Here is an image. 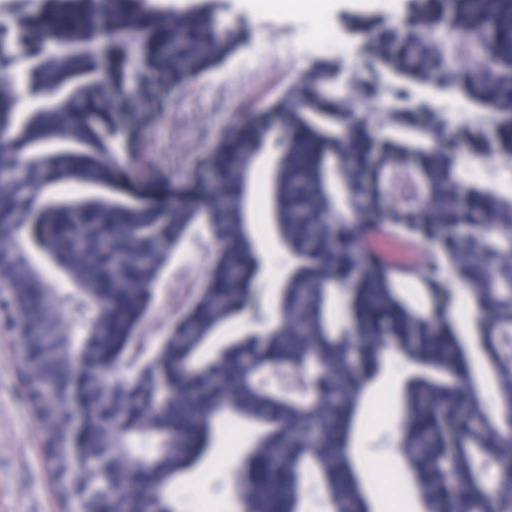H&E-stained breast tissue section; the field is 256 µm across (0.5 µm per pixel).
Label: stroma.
<instances>
[{
  "instance_id": "35a3bbf8",
  "label": "stroma",
  "mask_w": 512,
  "mask_h": 512,
  "mask_svg": "<svg viewBox=\"0 0 512 512\" xmlns=\"http://www.w3.org/2000/svg\"><path fill=\"white\" fill-rule=\"evenodd\" d=\"M403 0H317L314 7L293 6L287 0H224L225 21L242 27L248 47L223 68L167 95L166 109L143 128L146 154L161 170L178 175H197L199 162L224 128L242 119L248 110L275 98L288 85L298 84L301 74L315 62L341 60L363 70L359 42L347 39L329 47L310 41V28L329 24L344 28L350 15L369 13L382 18L401 14ZM273 52L257 57L260 47ZM275 141H268L252 173L249 222L263 271L262 317H269L280 282L292 259L268 227L266 183ZM469 181L512 182V155L495 150L462 159ZM212 244L205 228L184 237L157 285L150 313L145 318L150 334L137 350H129L111 373L113 381L132 378L153 357L156 341L174 315L169 296L186 262L203 270ZM20 344L0 328V512H61L56 486L45 466V448L18 373ZM412 372L406 358L387 355L381 362L364 400L369 422L358 424L350 440V453L365 470L378 472L379 483L369 488L373 512H420L414 489H398L389 483V472H403L400 438L401 398ZM248 440L241 424L230 416L215 419L195 466L176 484L173 494L180 512H227L236 497L239 472Z\"/></svg>"
}]
</instances>
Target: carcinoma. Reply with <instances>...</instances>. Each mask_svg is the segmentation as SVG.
<instances>
[{
  "label": "carcinoma",
  "instance_id": "cac0c4a2",
  "mask_svg": "<svg viewBox=\"0 0 512 512\" xmlns=\"http://www.w3.org/2000/svg\"><path fill=\"white\" fill-rule=\"evenodd\" d=\"M407 9L388 21L366 13L349 21L348 34L371 40L368 70L381 82L366 83L339 60L313 64L302 76L303 96L290 87L218 136L203 163L224 177L203 198L187 178L146 161L132 171L141 142L123 146L120 113L159 111L157 85L180 89L246 47L245 34L224 23L220 0H187L179 9L157 0H38L13 26H0V125L8 127L0 137V294L38 348L20 374L61 498L74 437L54 404L96 354L98 328L107 329L116 355L134 335V318L168 261L151 257L158 226L175 249L186 232L209 224L218 246L210 276L220 291L200 297L133 382L82 393L84 512H94L101 493L112 496V512H177L168 491L196 462L189 444L203 445L226 411L262 426L249 437L250 468L238 491L252 512H301L307 473L336 512H366L362 472L347 448L371 375L355 365L353 335L373 371L390 340L438 374L408 385L399 441L419 461L415 482L428 489V508L512 512V484L496 482L512 472V434L504 430L512 419V189L468 182L460 170L467 152L512 153V0H409ZM458 46L475 69L459 65ZM20 57L38 96L21 117L11 76ZM417 90L466 99L456 136L441 113L419 117ZM365 99L380 111H363ZM273 134L281 148L266 186L268 218L293 263L265 361L303 365L324 387L312 398L285 399L254 384L245 370L253 340L237 334L202 387L186 388L185 363L249 297L251 174ZM69 185L93 193H52ZM32 220L65 226L58 237H38L36 248L93 302L81 337L31 253ZM391 237L426 243L429 266L404 272L380 249ZM102 282L112 286L110 307L97 303ZM459 289L471 309L468 339L455 328ZM477 355L493 381L491 407L476 399ZM137 400L160 445L135 471L129 459L139 429L116 433L96 412L105 403L122 416ZM285 445L293 449L291 471Z\"/></svg>",
  "mask_w": 512,
  "mask_h": 512
}]
</instances>
